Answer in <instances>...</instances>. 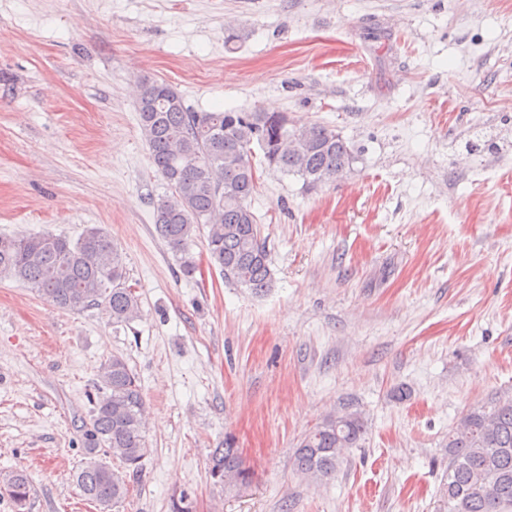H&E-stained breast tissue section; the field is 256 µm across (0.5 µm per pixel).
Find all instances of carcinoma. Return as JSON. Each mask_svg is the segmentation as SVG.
<instances>
[{
  "label": "carcinoma",
  "mask_w": 512,
  "mask_h": 512,
  "mask_svg": "<svg viewBox=\"0 0 512 512\" xmlns=\"http://www.w3.org/2000/svg\"><path fill=\"white\" fill-rule=\"evenodd\" d=\"M141 136L169 193L153 202L155 230L183 255L182 272L197 266L188 250L201 231L211 266L224 282L255 295L273 284L265 239L251 210L257 188L253 163L259 148L267 165L308 186L336 181L352 160L343 139L321 125L294 127L284 112H192L165 80H145L136 101ZM27 285L69 311L97 307L112 323L141 315L127 285L121 251L98 226L77 241L56 234L0 235V281ZM144 397L138 377L114 355L100 371L98 395L85 439L87 460L76 473L81 495L111 512L128 493L127 473L139 470L148 448ZM365 421L357 411L323 418L298 444L296 471L322 480L336 474L344 450L359 445ZM120 461L113 467L111 460ZM208 476L226 495H238L255 479L231 440L213 450ZM15 512H26L31 481L23 470L0 479ZM448 512H512V397H494L462 415L448 432Z\"/></svg>",
  "instance_id": "cac0c4a2"
}]
</instances>
